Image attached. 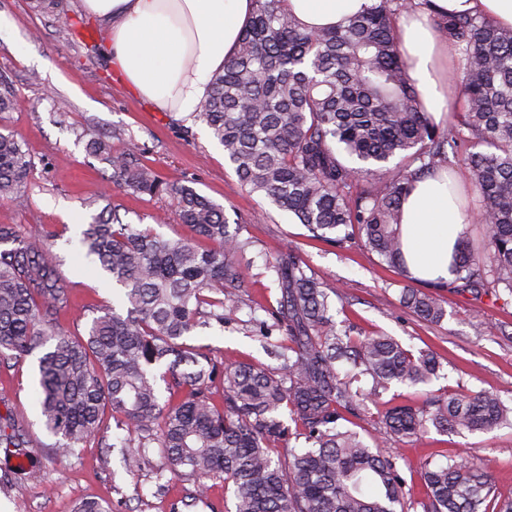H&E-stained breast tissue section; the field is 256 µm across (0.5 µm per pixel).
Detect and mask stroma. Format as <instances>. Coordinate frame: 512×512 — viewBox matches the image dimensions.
Returning a JSON list of instances; mask_svg holds the SVG:
<instances>
[{
    "instance_id": "obj_1",
    "label": "stroma",
    "mask_w": 512,
    "mask_h": 512,
    "mask_svg": "<svg viewBox=\"0 0 512 512\" xmlns=\"http://www.w3.org/2000/svg\"><path fill=\"white\" fill-rule=\"evenodd\" d=\"M67 11L50 16L30 0H0V75L11 83L18 106L0 114V127L24 140L34 161L23 205L0 204V224L50 229L74 236L103 207L116 209L123 223H152L162 217L164 235L188 237L174 202L165 196L138 195L106 180L109 166L90 156L88 141L106 136L113 151L133 150V161L160 177L195 187L222 204L230 231L251 240L242 261V305L225 326L197 328L191 344L212 358L231 363L278 362L265 350L258 322L270 321L280 296L268 263L286 247L335 292L331 311L354 335L395 337L415 351H428L442 369L430 383L391 387L369 401L353 427L367 442L394 455L400 475L423 499L425 461L466 458L486 473L494 494L512 497V426L466 436L429 430L413 440L379 438L378 420L386 404L425 403L436 395L491 391L512 405V296L444 292L447 318L438 325L417 318L400 302L405 281L360 240L337 246L313 238L295 218L241 187L224 149L201 124H188L169 112L154 111L112 75L104 32L83 13L80 0H66ZM53 256L72 281V300L59 322L84 333L97 309L119 300L101 271L72 247L57 244ZM33 360L0 370V393L29 438L33 477L0 489V512H72L85 498L107 501L112 512H225L224 485L215 483L206 498L185 507L191 482L165 474L161 448L151 446L141 469L127 470L121 451L89 443L79 456L56 451L54 439L38 420L32 389Z\"/></svg>"
}]
</instances>
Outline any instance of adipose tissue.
Segmentation results:
<instances>
[{
    "label": "adipose tissue",
    "instance_id": "1",
    "mask_svg": "<svg viewBox=\"0 0 512 512\" xmlns=\"http://www.w3.org/2000/svg\"><path fill=\"white\" fill-rule=\"evenodd\" d=\"M435 11L484 15L512 27V0H432ZM370 0H287L304 25L332 27ZM107 35L112 65L124 83L155 111L185 117L206 97L214 73L235 51L253 13V0H81ZM402 51L426 109L441 118L454 105L448 63L454 49L430 14L400 20ZM407 270L424 283L452 278L451 263L466 222L447 172L418 180L401 205Z\"/></svg>",
    "mask_w": 512,
    "mask_h": 512
}]
</instances>
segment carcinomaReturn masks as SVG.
Listing matches in <instances>:
<instances>
[{"instance_id": "carcinoma-1", "label": "carcinoma", "mask_w": 512, "mask_h": 512, "mask_svg": "<svg viewBox=\"0 0 512 512\" xmlns=\"http://www.w3.org/2000/svg\"><path fill=\"white\" fill-rule=\"evenodd\" d=\"M431 0H372L334 26L312 31L286 0H254L234 55L210 81L188 120L204 124L249 192L294 216L317 238L363 240L411 280L400 236L401 200L419 179L467 169L476 194L481 241L463 236L455 278L437 288L512 296V28L480 14L432 16L457 50L460 102L446 128L426 112L397 38L406 12ZM18 100L0 77V113ZM89 153L110 167L108 181L136 194L167 196L196 239H171L151 224L133 228L107 207L78 239L79 253L119 288L124 310L103 308L85 334L58 325L69 282L50 257L59 234L0 225V368L36 357L34 386L53 448L76 455L100 434L112 410L125 462L163 448L167 468L194 483L224 482L233 512H512L491 497L487 475L459 458L424 464L425 498L407 499L395 459L372 450L343 424L394 384L415 386L438 373L433 355L391 336H352L337 327L328 293L292 249L269 264L280 290L270 345L280 370L214 361L186 336L219 326L240 308L252 246L229 231L224 207L181 181H167L114 153L104 138ZM34 163L24 143L0 130V202H24ZM402 306L439 324V295L409 285ZM345 363L343 372L339 363ZM496 394L434 397L423 406L389 405L379 431L418 438L434 428L463 435L509 422ZM304 446L289 448L291 440ZM0 447L34 468L26 433L0 414Z\"/></svg>"}]
</instances>
